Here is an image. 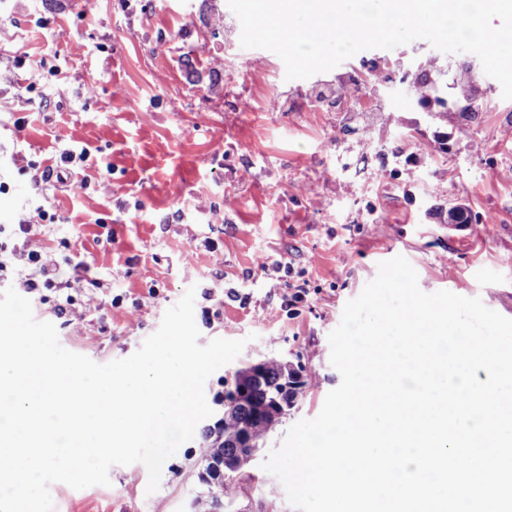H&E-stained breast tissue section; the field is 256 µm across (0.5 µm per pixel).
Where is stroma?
I'll list each match as a JSON object with an SVG mask.
<instances>
[{
  "mask_svg": "<svg viewBox=\"0 0 512 512\" xmlns=\"http://www.w3.org/2000/svg\"><path fill=\"white\" fill-rule=\"evenodd\" d=\"M232 16L227 0H0V225L54 216L14 233L10 281L32 253L60 269V287L39 293L42 318L62 347L101 364L132 355L190 289L200 343L246 342L208 378L213 414L155 492L143 464L116 465L106 486L51 484L54 512H208L204 433L235 371L267 358L304 366V396L266 445L277 449L340 384L328 335L382 261L404 256L422 291L512 318V100L479 58L418 39L337 67L384 59L413 71L432 55L452 73L469 65L479 111L434 118L394 79L377 88L385 111L328 112L274 52L225 45ZM81 149L64 181L19 173ZM456 200L472 219L452 231ZM292 282L306 288L294 317ZM254 473L244 492L255 512H295L275 476Z\"/></svg>",
  "mask_w": 512,
  "mask_h": 512,
  "instance_id": "obj_1",
  "label": "stroma"
}]
</instances>
